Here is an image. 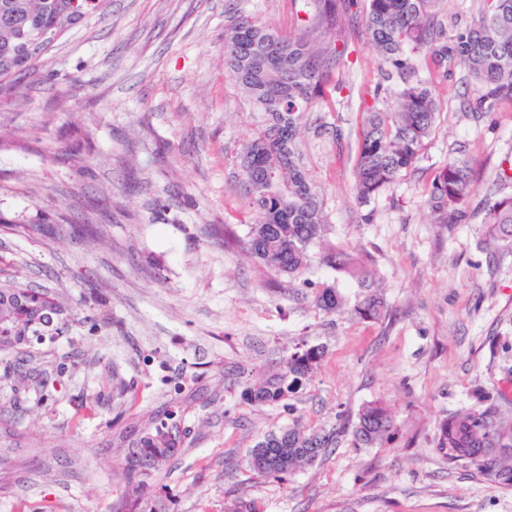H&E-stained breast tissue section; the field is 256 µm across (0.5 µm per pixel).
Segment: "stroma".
I'll list each match as a JSON object with an SVG mask.
<instances>
[{
    "label": "stroma",
    "instance_id": "stroma-1",
    "mask_svg": "<svg viewBox=\"0 0 512 512\" xmlns=\"http://www.w3.org/2000/svg\"><path fill=\"white\" fill-rule=\"evenodd\" d=\"M240 13L286 36L308 24L306 0H108L34 84L0 95V284L22 276L79 322L0 346V512H512V487L438 447L441 420L476 391L512 408V242L487 254L481 225L433 224L424 208L458 147L477 185L496 179L512 112L461 111L460 84L439 85L413 168L359 204L357 140L381 69L352 38L305 153L328 240L367 255L373 286L320 266L271 274L241 241L236 160L264 115L224 68ZM325 283L337 312L315 304ZM370 290L386 310L368 322L352 309ZM301 343L324 348L312 376L278 405L249 404L244 389ZM371 402L397 430L360 448L350 426ZM167 420L182 450L132 490L123 458ZM285 426L340 434L285 477L250 472L249 451Z\"/></svg>",
    "mask_w": 512,
    "mask_h": 512
}]
</instances>
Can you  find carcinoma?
Returning <instances> with one entry per match:
<instances>
[{"label":"carcinoma","instance_id":"obj_1","mask_svg":"<svg viewBox=\"0 0 512 512\" xmlns=\"http://www.w3.org/2000/svg\"><path fill=\"white\" fill-rule=\"evenodd\" d=\"M440 0H307L308 25L296 36H284L239 16L224 29V67L228 76L265 112V123L239 153L238 185L256 214L248 226L247 250L268 272L297 278L315 265L340 269L360 278L363 260L322 242L326 224L323 199L303 162V129L308 112L322 103L324 86L342 63L348 40L363 28L381 64L382 81L372 96L386 94L385 109L363 116L355 165V193L361 204L395 184L418 160L424 142L435 129L436 90L460 74L465 85L463 105L490 114L512 108V0H483L478 20L450 29L440 15ZM71 0H0V93L14 94L23 81L36 80L37 62L54 47L50 41L37 56L23 62L17 43L33 27L61 30L76 26ZM430 58L422 76L411 54ZM389 86H384V83ZM500 180L486 186L477 209L469 207L476 193L466 149L433 177L425 199L432 223L468 224L478 218L485 228L484 246L512 241V161ZM8 296V324L15 336H41L68 327L63 303L49 290L18 280L0 285ZM342 299L334 285L316 295V305L336 312ZM385 309L383 299L368 295L353 314L374 321ZM323 357L319 345L303 344L288 355L279 371L245 388L253 405H275L305 380ZM481 405L453 411L439 425L438 448L452 464H475L479 474L512 487V419L499 405L479 395ZM359 447L391 441L395 426L379 404L365 405L352 429ZM337 433L306 432L285 427L265 435L250 451L247 466L260 476L282 477L296 467L312 464L336 444ZM183 439L155 428L136 443L155 472L177 454Z\"/></svg>","mask_w":512,"mask_h":512}]
</instances>
